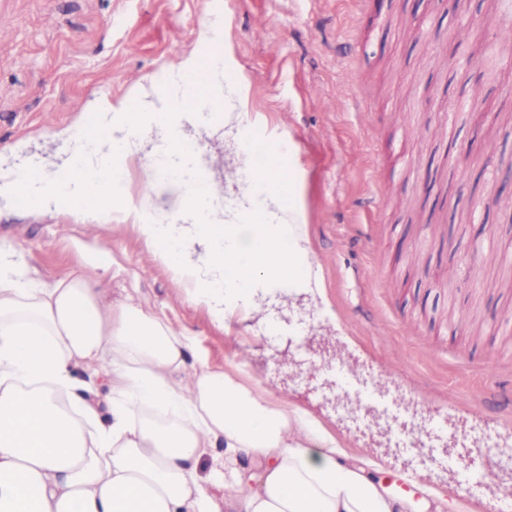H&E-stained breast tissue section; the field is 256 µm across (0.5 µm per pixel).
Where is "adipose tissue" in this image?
<instances>
[{
    "label": "adipose tissue",
    "mask_w": 512,
    "mask_h": 512,
    "mask_svg": "<svg viewBox=\"0 0 512 512\" xmlns=\"http://www.w3.org/2000/svg\"><path fill=\"white\" fill-rule=\"evenodd\" d=\"M205 94L187 81L158 104L99 113L88 138H111L105 164L77 154L53 176L0 168V201L34 209L100 205L131 218L156 260L216 320L251 312L277 288L322 296L321 269L290 184L272 165L246 160L250 206L228 222L192 176L187 201L162 224L122 187L135 146L165 132L161 165L183 168L181 132L217 104L231 75L206 66ZM0 247V512H474L430 492L414 501L387 488L385 463L350 453L321 421L285 397L200 364L184 375L188 344L132 299L105 300L80 278L47 284ZM110 386L100 405L95 379ZM224 465L201 476L205 449Z\"/></svg>",
    "instance_id": "adipose-tissue-1"
}]
</instances>
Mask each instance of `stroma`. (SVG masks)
Segmentation results:
<instances>
[{"mask_svg": "<svg viewBox=\"0 0 512 512\" xmlns=\"http://www.w3.org/2000/svg\"><path fill=\"white\" fill-rule=\"evenodd\" d=\"M0 13V160L20 172L54 171L83 148L90 117L155 99L188 60L223 56L237 83L184 129L186 148L231 216L243 142L261 162L287 142L279 163L325 300L278 290L250 318L217 323L117 214L4 205L0 245L45 283L81 275L151 307L186 336L185 372L204 362L288 394L351 453L498 512L500 495L467 490L464 475L506 466L474 452V428L512 440V214L493 202L512 165V49L495 38L512 0H0ZM217 18L222 40L202 39ZM127 169L154 219L183 208L182 179L147 157ZM379 190L381 210L366 214ZM309 331L327 348L318 374ZM490 357L498 370L482 372ZM345 364L363 381L362 409L344 400ZM479 390L495 407H472Z\"/></svg>", "mask_w": 512, "mask_h": 512, "instance_id": "stroma-1", "label": "stroma"}]
</instances>
